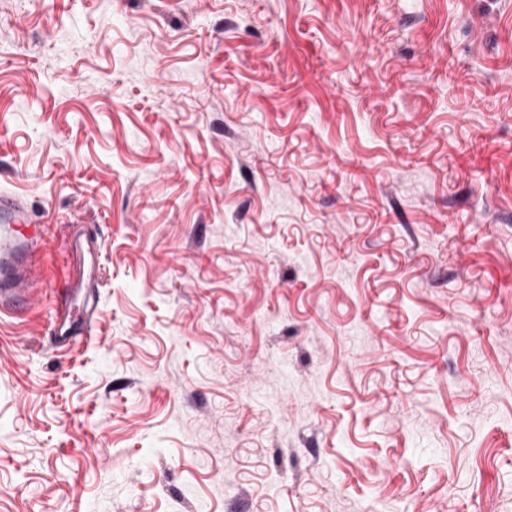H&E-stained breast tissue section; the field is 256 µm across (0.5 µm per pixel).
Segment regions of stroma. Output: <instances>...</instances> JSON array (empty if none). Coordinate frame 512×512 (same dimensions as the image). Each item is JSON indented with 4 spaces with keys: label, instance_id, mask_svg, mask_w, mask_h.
Here are the masks:
<instances>
[{
    "label": "stroma",
    "instance_id": "35a3bbf8",
    "mask_svg": "<svg viewBox=\"0 0 512 512\" xmlns=\"http://www.w3.org/2000/svg\"><path fill=\"white\" fill-rule=\"evenodd\" d=\"M1 189L0 512H512V0H0ZM0 315L22 311L45 288L40 254L51 237L48 228L33 235L21 233L29 226L26 203L13 192H0ZM67 262L79 264L62 282L52 288L53 303L47 316V329L56 348H69L76 342L93 340L98 312L96 288L102 276L100 248L94 238H74L67 243Z\"/></svg>",
    "mask_w": 512,
    "mask_h": 512
}]
</instances>
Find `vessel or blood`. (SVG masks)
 Returning <instances> with one entry per match:
<instances>
[{
  "instance_id": "1",
  "label": "vessel or blood",
  "mask_w": 512,
  "mask_h": 512,
  "mask_svg": "<svg viewBox=\"0 0 512 512\" xmlns=\"http://www.w3.org/2000/svg\"><path fill=\"white\" fill-rule=\"evenodd\" d=\"M26 203L8 191L0 192V314L23 310L44 283L40 255L50 236L49 229L32 235L21 232L29 225ZM67 259L79 264L55 289L47 316V329L55 347L69 348L93 339L98 312L96 288L103 265L96 239L74 238L67 243Z\"/></svg>"
}]
</instances>
